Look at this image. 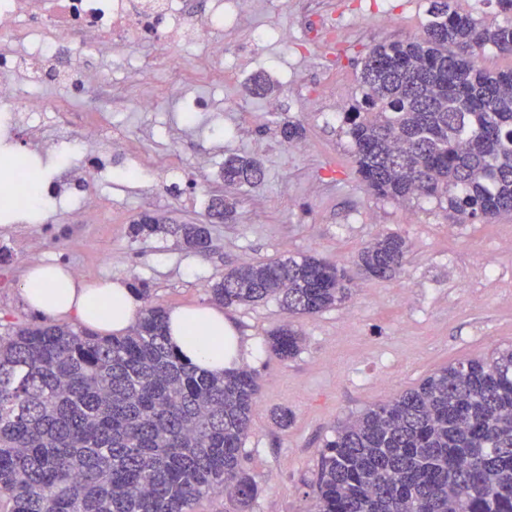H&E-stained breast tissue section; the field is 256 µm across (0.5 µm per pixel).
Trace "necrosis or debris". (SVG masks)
I'll use <instances>...</instances> for the list:
<instances>
[{"mask_svg":"<svg viewBox=\"0 0 512 512\" xmlns=\"http://www.w3.org/2000/svg\"><path fill=\"white\" fill-rule=\"evenodd\" d=\"M246 0H208L202 17L191 15L187 0H0V112L20 115L26 130L42 134L46 147L68 143L80 148L87 131L105 117L94 114L90 125H73L69 135L47 134L46 110L40 89L44 81L36 66L65 61L53 83L67 92L56 112H69L68 102L99 78L96 70L80 69L83 55H109L119 45L150 48L174 76L171 97L182 101L189 114L211 111L204 99L187 96L183 80L187 66L180 55L189 44L204 43L195 81L207 83L224 76L229 53L224 33L238 22Z\"/></svg>","mask_w":512,"mask_h":512,"instance_id":"4bbe7bcc","label":"necrosis or debris"}]
</instances>
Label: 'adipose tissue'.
Here are the masks:
<instances>
[{"label": "adipose tissue", "mask_w": 512, "mask_h": 512, "mask_svg": "<svg viewBox=\"0 0 512 512\" xmlns=\"http://www.w3.org/2000/svg\"><path fill=\"white\" fill-rule=\"evenodd\" d=\"M30 176L48 174L49 167L36 159L22 165L0 163V217L21 216L11 194L18 171ZM21 296L37 314L56 319H75L104 334L126 333L138 317L139 302L127 284L117 281L79 280L66 266L39 263L28 267ZM169 340L189 362L211 371L240 364V340L222 309L213 306L176 307L167 313Z\"/></svg>", "instance_id": "1"}]
</instances>
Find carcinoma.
Wrapping results in <instances>:
<instances>
[{
    "label": "carcinoma",
    "mask_w": 512,
    "mask_h": 512,
    "mask_svg": "<svg viewBox=\"0 0 512 512\" xmlns=\"http://www.w3.org/2000/svg\"><path fill=\"white\" fill-rule=\"evenodd\" d=\"M492 21L430 0L419 37L374 46L361 62V101L343 116L360 180L377 196L445 201L461 223L512 215V69L476 65L488 49L512 54V0ZM274 90L257 75L244 87ZM224 185H259L260 161L224 158ZM236 202L210 212L233 219ZM172 234L199 251L205 224L150 215L135 241ZM410 244L379 234L358 274L386 279ZM346 271L314 255L242 263L210 288L226 307L277 299L291 317L351 298ZM166 310L149 304L123 336L33 322L0 337V502L7 512H193L215 492L232 512L259 493L242 444L260 392L244 368L213 373L168 343ZM302 334H269L286 361ZM314 512H512V347L489 361L445 366L418 386L334 428L313 481Z\"/></svg>",
    "instance_id": "obj_1"
}]
</instances>
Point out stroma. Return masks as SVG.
Returning <instances> with one entry per match:
<instances>
[{"label": "stroma", "instance_id": "stroma-1", "mask_svg": "<svg viewBox=\"0 0 512 512\" xmlns=\"http://www.w3.org/2000/svg\"><path fill=\"white\" fill-rule=\"evenodd\" d=\"M429 0H252L250 12L224 35L232 48L257 29L278 27L287 44H271L254 62L203 85L223 107V122L199 131L174 111L166 93L168 74L153 70L138 88L132 69L144 61L129 48L122 67L92 58L104 77L83 94V109L106 112L124 132V148L93 139L87 153L110 172L97 223L76 214L84 195L76 178L78 156L53 154L58 197L37 223H0V336L35 321L20 295L26 267L66 264L81 280L145 283L152 303L171 309L207 305L210 286L243 262H267L311 254L352 268L365 243L396 232L412 253L395 276L354 277L352 297L314 316L298 318L299 354L282 362L267 348L268 333L287 321L276 300L225 309L239 337L242 363L261 379L252 427L243 443L245 467L261 492L251 512H311L312 481L337 421L418 386L450 363L485 359L512 346V216L459 224L434 199L409 204L382 198L361 183L342 121L328 108L360 98L361 62L379 43L420 35ZM268 75L276 92L242 95L256 74ZM155 94V111L140 112L141 91ZM305 129L297 142L283 141L286 121ZM247 153L260 159L263 183L225 186L224 158ZM153 162L144 182L131 183L135 159ZM179 163L186 184H175L165 167ZM237 201L233 221L210 222L204 199L214 188ZM171 224L208 225L211 247L186 250L164 235L132 240L128 227L143 215ZM482 305H474V298ZM288 408L293 422L279 428L271 413Z\"/></svg>", "mask_w": 512, "mask_h": 512}]
</instances>
